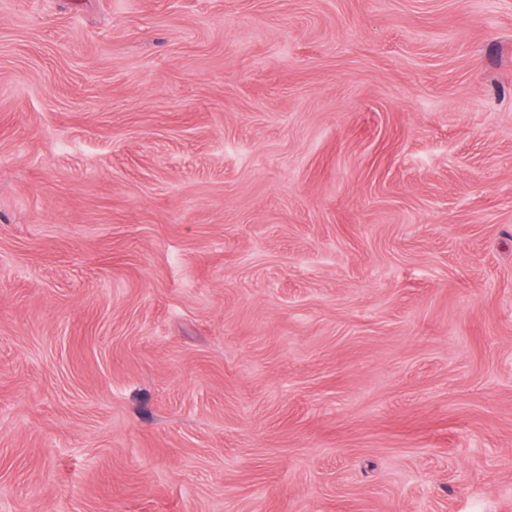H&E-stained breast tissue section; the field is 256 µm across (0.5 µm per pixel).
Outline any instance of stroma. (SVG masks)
Returning a JSON list of instances; mask_svg holds the SVG:
<instances>
[{
    "label": "stroma",
    "mask_w": 512,
    "mask_h": 512,
    "mask_svg": "<svg viewBox=\"0 0 512 512\" xmlns=\"http://www.w3.org/2000/svg\"><path fill=\"white\" fill-rule=\"evenodd\" d=\"M0 512H512V0H0Z\"/></svg>",
    "instance_id": "obj_1"
}]
</instances>
